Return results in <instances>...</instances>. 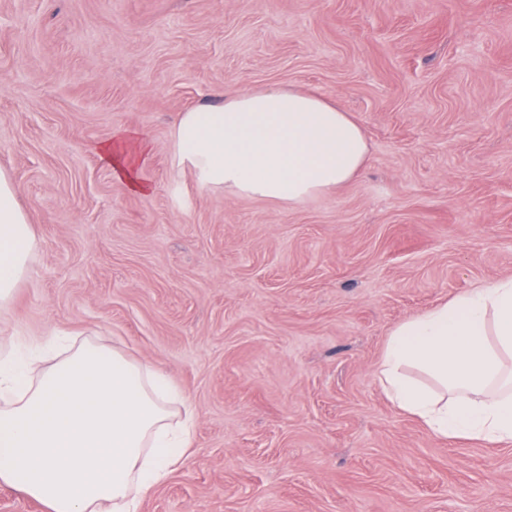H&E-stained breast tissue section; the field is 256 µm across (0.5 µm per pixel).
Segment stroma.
I'll return each instance as SVG.
<instances>
[{
    "label": "stroma",
    "mask_w": 512,
    "mask_h": 512,
    "mask_svg": "<svg viewBox=\"0 0 512 512\" xmlns=\"http://www.w3.org/2000/svg\"><path fill=\"white\" fill-rule=\"evenodd\" d=\"M272 85L351 113L358 178L290 208L173 173L179 112ZM119 128L150 196L94 152ZM0 169L38 240L0 350L90 338L196 409L139 512H512V444L375 379L396 325L512 277V0H0Z\"/></svg>",
    "instance_id": "35a3bbf8"
}]
</instances>
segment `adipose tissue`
Returning <instances> with one entry per match:
<instances>
[{
  "label": "adipose tissue",
  "instance_id": "ef3b65f1",
  "mask_svg": "<svg viewBox=\"0 0 512 512\" xmlns=\"http://www.w3.org/2000/svg\"><path fill=\"white\" fill-rule=\"evenodd\" d=\"M171 166L200 193L223 192L296 205L339 191L369 160L362 126L315 91H228L222 101L179 113ZM148 135L119 129L96 146L115 180L149 196ZM37 242L0 170V310L25 278ZM512 352V278L474 288L413 316L390 334L376 379L402 412L433 435L512 443V389L499 387V354ZM431 375L438 390L413 381ZM179 394L150 367L85 340L45 364L0 353V483L50 512H135L190 446L192 404L172 425Z\"/></svg>",
  "mask_w": 512,
  "mask_h": 512
}]
</instances>
